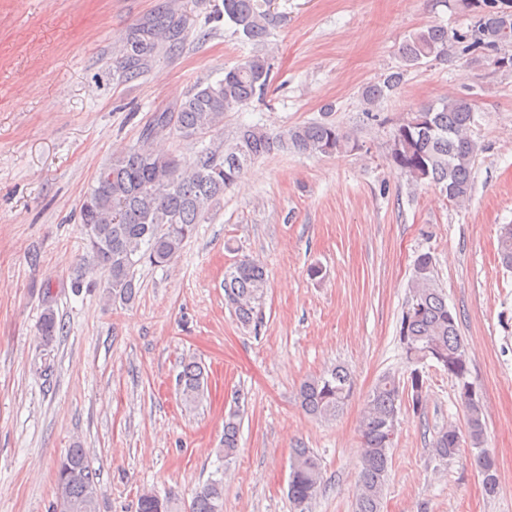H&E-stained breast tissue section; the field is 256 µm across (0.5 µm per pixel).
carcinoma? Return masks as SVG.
<instances>
[{
  "label": "carcinoma",
  "mask_w": 512,
  "mask_h": 512,
  "mask_svg": "<svg viewBox=\"0 0 512 512\" xmlns=\"http://www.w3.org/2000/svg\"><path fill=\"white\" fill-rule=\"evenodd\" d=\"M473 14L474 24L466 34L449 33L442 24H429L411 33L400 55L404 67L430 61H448L451 43L463 45L465 52L493 57L496 65L512 66V55L498 56L501 47L512 44V0H458ZM273 0H223L224 19L234 33L259 47L268 38L273 20ZM164 34L155 28L133 30L125 43L126 64H145L155 52V38ZM271 58L259 50L243 62L224 70L214 82L194 85L171 112L156 115L142 132L139 145L112 156L101 168L80 206L86 247L92 262L84 275L102 288L107 301L132 302L137 295L135 268L149 262L167 264L181 252L184 243L197 231L202 213L209 204L238 181L256 159L288 146L309 154L332 155L359 149L348 132L328 118L288 129L279 136L263 127L244 125L229 143L219 141L199 150L190 161L160 153L153 147L156 137L173 129L184 137L216 131L224 123V113L264 96L270 87ZM403 70L366 86L363 101L374 105L386 93L398 88ZM476 111L470 99L448 96L422 105L396 127L390 158L401 173L415 183L427 182L455 205L469 200L473 188V168L478 147L470 132ZM502 264L512 267V225L502 227L498 238ZM268 287L264 266L242 258L224 272V300L243 327L255 319L256 308ZM41 340L48 345L64 332L53 310H46L39 327ZM401 354L413 365L407 381L396 375H382L365 404L360 421V469L355 512H381L383 491L391 460L396 422L402 405L413 410L423 405L424 380L417 365L431 360L454 379L466 408L464 429L448 425L436 435L432 452L441 461L456 458L463 445L471 449V463L482 477L487 495L496 492L498 469L494 455L486 448V422L477 394L468 381L469 357L458 329L457 313L439 288L432 258L417 256L402 312L398 334ZM207 378L200 365H183L178 388L189 408L200 402ZM350 371L337 364L301 383L299 398L310 415L330 420L343 409L352 393ZM240 423L235 417L224 421V448L229 460L238 451ZM322 482L321 460L308 448L293 451L288 481V498L299 512H305ZM55 505L64 512H96L98 489L95 472L85 449H67L55 469ZM224 478L208 480L196 492L186 512H223ZM172 498L152 492L140 495L137 512H175Z\"/></svg>",
  "instance_id": "1"
}]
</instances>
